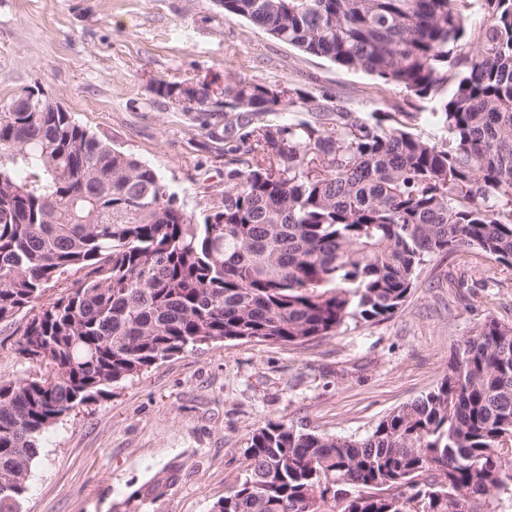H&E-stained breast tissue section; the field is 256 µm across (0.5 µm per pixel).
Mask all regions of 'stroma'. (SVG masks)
I'll return each instance as SVG.
<instances>
[{
  "label": "stroma",
  "mask_w": 512,
  "mask_h": 512,
  "mask_svg": "<svg viewBox=\"0 0 512 512\" xmlns=\"http://www.w3.org/2000/svg\"><path fill=\"white\" fill-rule=\"evenodd\" d=\"M246 77L340 92L370 114L397 105L413 129L445 136L432 103L303 54L218 0H0V104L30 90L62 105L158 173L202 220L224 188L223 132L155 92L157 81ZM512 324V270L477 255L434 257L391 318L347 322L304 345L228 340L167 358L114 385L41 441L20 512H211L245 473L253 429L361 435L433 388L487 317ZM24 322H0V380L24 376ZM172 473L163 496L143 497Z\"/></svg>",
  "instance_id": "1"
}]
</instances>
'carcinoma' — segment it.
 I'll use <instances>...</instances> for the list:
<instances>
[{
    "label": "carcinoma",
    "instance_id": "carcinoma-1",
    "mask_svg": "<svg viewBox=\"0 0 512 512\" xmlns=\"http://www.w3.org/2000/svg\"><path fill=\"white\" fill-rule=\"evenodd\" d=\"M220 5L434 103L447 137L410 132L396 107L366 116L238 78L221 91L237 126L224 190L197 224L151 166L71 113L0 105V321L25 319L17 354L36 369L0 380V512H19L46 430L160 360L386 320L433 256L512 269V0ZM195 93L191 111H212L213 82ZM246 460L212 512H506L512 325L483 321L431 390L365 434L269 422Z\"/></svg>",
    "mask_w": 512,
    "mask_h": 512
}]
</instances>
